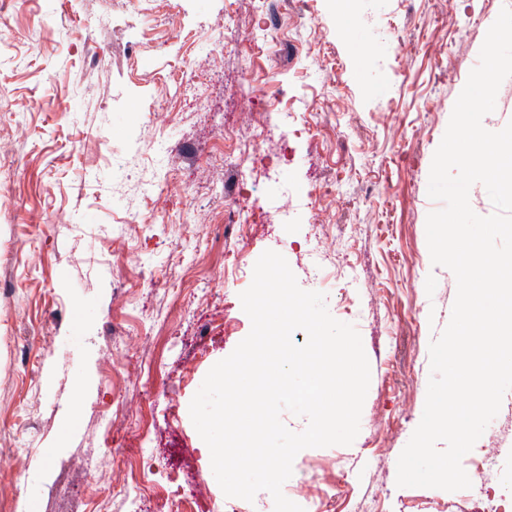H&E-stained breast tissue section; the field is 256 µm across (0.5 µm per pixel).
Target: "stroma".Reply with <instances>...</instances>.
<instances>
[{
  "label": "stroma",
  "mask_w": 512,
  "mask_h": 512,
  "mask_svg": "<svg viewBox=\"0 0 512 512\" xmlns=\"http://www.w3.org/2000/svg\"><path fill=\"white\" fill-rule=\"evenodd\" d=\"M271 2L0 11V512H167L175 475L194 512H224L189 406L249 334L239 295L267 250L300 282L325 264L327 308L371 369L354 442L300 451L284 491L334 485L329 512L372 493L382 512L402 495L412 512L451 499L398 487L397 461L457 293L427 245L431 163L468 79L458 63L478 62L505 0H308L314 27L284 16L272 35ZM400 30L421 43L410 55ZM249 112L264 116L266 150L241 186L257 220L227 234L224 139ZM161 140L210 149L182 165ZM145 445L154 492L134 510L100 484L133 487Z\"/></svg>",
  "instance_id": "obj_1"
}]
</instances>
